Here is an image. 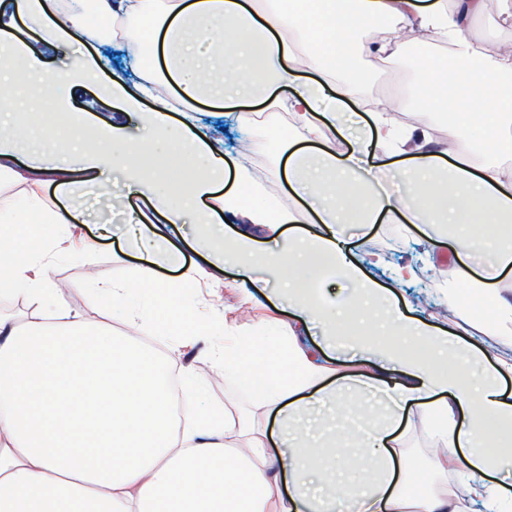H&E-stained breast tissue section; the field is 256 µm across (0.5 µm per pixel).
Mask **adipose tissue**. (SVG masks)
I'll use <instances>...</instances> for the list:
<instances>
[{
	"mask_svg": "<svg viewBox=\"0 0 512 512\" xmlns=\"http://www.w3.org/2000/svg\"><path fill=\"white\" fill-rule=\"evenodd\" d=\"M483 0H0V292L25 286L32 311L0 318V512H512V357L460 332L512 327V53L467 37ZM385 20L384 37L363 41L364 26ZM30 21L38 37L24 39ZM138 79L106 76L100 54L79 55L70 77L49 73L47 57L87 41L105 42L115 23ZM398 30L453 40L454 63L410 57L428 69L441 108L458 107L449 147L432 150L428 133L403 129L372 112L348 152L325 130L341 131L358 83H336L349 49L369 65L405 54ZM455 85H448L449 68ZM106 78L112 124L92 133L90 113L72 117L76 133L32 148L39 108H19L20 90L37 87L58 103L74 88ZM153 106L141 112V99ZM249 100L289 112L291 126L269 119L285 158L290 190L311 213L254 192L246 158L225 151L219 133L194 124L207 101L231 112ZM140 112L146 134L129 138L123 119ZM477 123L496 134L481 142ZM83 170L118 169L128 203L127 250L144 256L124 281L98 284L112 313L154 335L206 339L215 316L179 300L163 279L184 255L172 240L186 217L195 244L214 268L287 302L292 320L273 339L239 336L224 348V372L243 377L261 403L259 422L279 453L244 444L250 433L232 410L216 414L177 399L164 384L167 361L132 337L83 323L59 302L45 271L64 250L47 241L48 224H72ZM396 158L404 193L368 189ZM25 171H17L16 160ZM450 176L455 197L435 186ZM36 216L19 223L15 212ZM235 227L222 229L224 215ZM382 222L415 224L433 266L447 265L455 312L447 328L407 314L395 292L363 273L356 235ZM274 233L291 225L287 244L260 246L254 225ZM330 278L346 281L341 300L323 301ZM351 350L336 343L337 328ZM435 455L427 471L406 465L416 430ZM461 477L460 493L445 477Z\"/></svg>",
	"mask_w": 512,
	"mask_h": 512,
	"instance_id": "adipose-tissue-1",
	"label": "adipose tissue"
}]
</instances>
